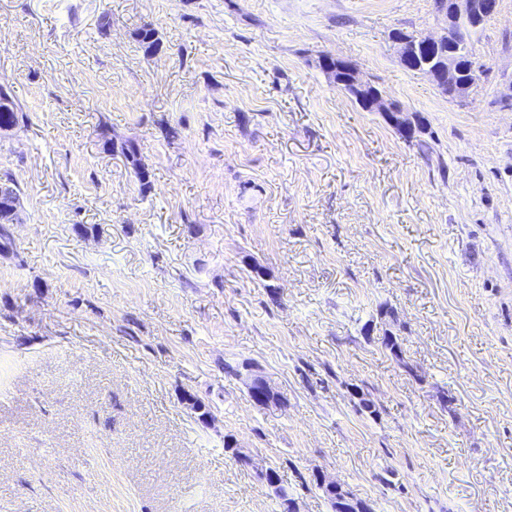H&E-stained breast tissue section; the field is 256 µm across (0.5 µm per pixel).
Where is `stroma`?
Returning <instances> with one entry per match:
<instances>
[{
	"label": "stroma",
	"instance_id": "35a3bbf8",
	"mask_svg": "<svg viewBox=\"0 0 512 512\" xmlns=\"http://www.w3.org/2000/svg\"><path fill=\"white\" fill-rule=\"evenodd\" d=\"M443 25L434 0H0V512H278L228 435L302 512H331L316 469L375 512H512V0L461 100L393 43ZM342 59L336 58V70H330L328 72L329 77L333 82L343 91L353 96L356 101L371 112H383L390 120L396 125H405V117L403 114L408 112L398 102L386 98L383 94L375 89L370 82L365 81L361 78L360 72L356 67L347 71L345 64L341 62ZM346 72H349L348 76H344ZM341 84L346 85V90Z\"/></svg>",
	"mask_w": 512,
	"mask_h": 512
}]
</instances>
